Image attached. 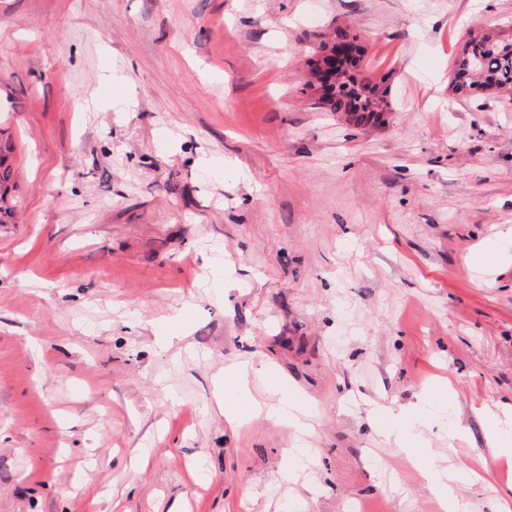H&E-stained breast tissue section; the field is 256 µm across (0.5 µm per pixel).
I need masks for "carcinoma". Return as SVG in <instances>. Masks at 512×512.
I'll list each match as a JSON object with an SVG mask.
<instances>
[{"label": "carcinoma", "mask_w": 512, "mask_h": 512, "mask_svg": "<svg viewBox=\"0 0 512 512\" xmlns=\"http://www.w3.org/2000/svg\"><path fill=\"white\" fill-rule=\"evenodd\" d=\"M359 40L360 35L337 28L329 38L320 41L314 59L309 62L311 77L328 65L336 45H351V53L332 83L319 86L309 80L305 87L318 94L319 107L343 112L354 123L364 125L377 121L389 103L388 88L364 75L368 62ZM491 87L499 94L512 95V33L474 35L469 32L461 55L453 61L450 88L458 98L478 99ZM4 148L5 153H0V219L13 214L8 202L10 170L4 166L10 145L4 144Z\"/></svg>", "instance_id": "cac0c4a2"}]
</instances>
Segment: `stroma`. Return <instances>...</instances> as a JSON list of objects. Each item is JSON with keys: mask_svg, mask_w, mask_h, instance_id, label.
I'll return each instance as SVG.
<instances>
[{"mask_svg": "<svg viewBox=\"0 0 512 512\" xmlns=\"http://www.w3.org/2000/svg\"><path fill=\"white\" fill-rule=\"evenodd\" d=\"M509 26L512 0H0V512H441L372 419L439 377L431 455L478 472L467 512L512 502L484 419L512 409V98L448 89L466 32ZM335 27L379 124L301 91ZM262 361L312 457L218 410ZM5 151L2 154L1 153V143H0V224H5L2 221V218H8L11 217L13 214V209L11 206H9L8 202V195L10 192V189L7 185V183L10 180V170L8 167H4L2 170V167L4 166L7 154L6 152H10V145L5 143L4 144Z\"/></svg>", "mask_w": 512, "mask_h": 512, "instance_id": "obj_1", "label": "stroma"}]
</instances>
